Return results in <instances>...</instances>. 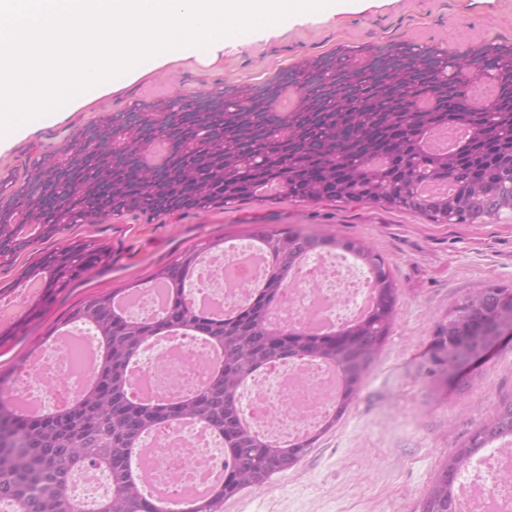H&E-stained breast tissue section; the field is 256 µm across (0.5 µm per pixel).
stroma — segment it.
<instances>
[{
	"instance_id": "35a3bbf8",
	"label": "stroma",
	"mask_w": 512,
	"mask_h": 512,
	"mask_svg": "<svg viewBox=\"0 0 512 512\" xmlns=\"http://www.w3.org/2000/svg\"><path fill=\"white\" fill-rule=\"evenodd\" d=\"M393 42L460 54L480 43H512V0H339L334 14L226 45L210 65L192 58L168 63L76 111L21 129L0 146V179L22 177L35 159L57 155L72 134L113 116L260 87L339 48ZM258 225L363 239L386 259L402 295L395 325L336 428L288 471L227 500L224 512H419L440 464L512 401V341L502 342L459 389H441L428 358L435 326L449 309L480 288L512 286L511 217L493 224H436L373 204L312 205L272 196L208 212L126 214L73 224L67 237L97 240L111 259L17 327L13 340L0 347V379L12 382L19 360L88 298L147 283L199 243L246 240Z\"/></svg>"
}]
</instances>
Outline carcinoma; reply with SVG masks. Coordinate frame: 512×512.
I'll use <instances>...</instances> for the list:
<instances>
[{
  "mask_svg": "<svg viewBox=\"0 0 512 512\" xmlns=\"http://www.w3.org/2000/svg\"><path fill=\"white\" fill-rule=\"evenodd\" d=\"M427 101L425 108L418 107ZM461 124L467 137L452 152L423 148L436 131ZM76 132L57 159L35 161L22 182L0 181V261L32 240H48L71 224L106 216L189 213L242 200H261L271 185L288 200L375 203L418 213L437 224H493L512 215V44H481L458 55L409 43L347 47L307 60L283 80L260 89L218 93L138 110L128 125L112 117ZM165 154L155 159V147ZM454 190L425 197L423 181ZM270 258L248 304L211 316L190 302L185 283L201 250L180 255L150 282L167 304L152 320L122 318L115 303L134 283L89 298L68 317L93 330L99 363L92 380L52 412H25L0 397V502L12 512H161L129 470V457L149 432L183 419L200 421L224 439L228 478L191 498L181 512H224V501L292 468L343 418L360 392L394 325L399 288L385 258L365 241L257 226L251 232ZM338 249L371 272L374 298L357 321L313 332L274 325L300 260ZM110 260L94 239L80 238L45 253L0 289L41 290L30 297L35 318L55 295ZM512 323V287L490 285L469 295L434 330L431 375L445 385L456 369L492 340L488 331ZM179 331L206 339L215 351L205 386L190 395L143 402L130 392L129 370L151 338ZM309 358L333 367L341 381L336 407L305 438L282 445L255 434L237 403L239 387L277 361ZM512 436V402L475 430L434 473L421 512H459L455 485L475 453ZM107 464L112 495L82 504L69 484L91 466Z\"/></svg>",
  "mask_w": 512,
  "mask_h": 512,
  "instance_id": "carcinoma-1",
  "label": "carcinoma"
}]
</instances>
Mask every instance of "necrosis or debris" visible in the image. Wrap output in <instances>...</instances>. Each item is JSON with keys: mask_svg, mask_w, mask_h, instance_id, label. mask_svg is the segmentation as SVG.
<instances>
[{"mask_svg": "<svg viewBox=\"0 0 512 512\" xmlns=\"http://www.w3.org/2000/svg\"><path fill=\"white\" fill-rule=\"evenodd\" d=\"M267 270L266 254L251 243L203 255L187 286L208 309L227 311L248 302L251 284L264 279ZM366 294L341 253L321 250L303 260L271 317L281 326L301 324L316 329L326 323L339 327L367 311ZM75 348L84 356L78 363L70 357ZM96 351L88 334L68 330L32 364L22 366L10 397L28 409L65 405L92 378L94 368L86 358ZM211 357L206 341L172 332L144 345L130 381L135 387L147 386L153 396L176 398L202 385L211 371ZM159 359L170 366L167 377H160L153 368ZM245 387L247 401L241 410L246 422L257 434L285 444L315 430L334 410L339 382L327 364L297 358L268 366L246 381ZM147 445L153 450L148 460L152 488L176 505L205 494L212 478L228 464L223 439L194 421L152 431ZM489 469L494 475L490 481L465 467L470 482L459 485L457 494L465 501L466 512H512L511 436L493 443Z\"/></svg>", "mask_w": 512, "mask_h": 512, "instance_id": "4bbe7bcc", "label": "necrosis or debris"}]
</instances>
